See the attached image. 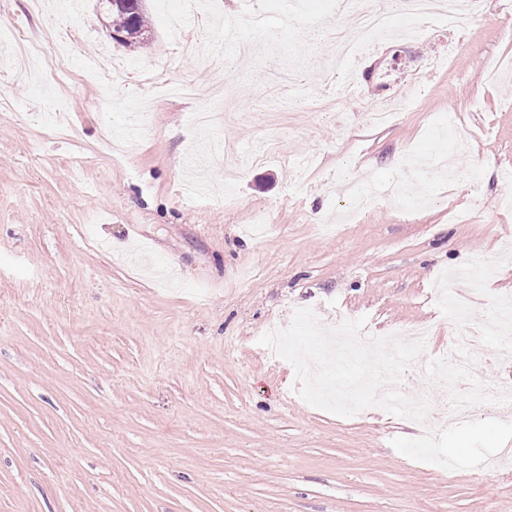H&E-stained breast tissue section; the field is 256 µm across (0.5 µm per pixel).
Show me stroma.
Instances as JSON below:
<instances>
[{"mask_svg": "<svg viewBox=\"0 0 512 512\" xmlns=\"http://www.w3.org/2000/svg\"><path fill=\"white\" fill-rule=\"evenodd\" d=\"M502 0L338 65L336 0H147L152 37L115 42L94 0H0V512H512V412L430 391L461 326L480 379L512 386V15ZM264 12L268 29L244 23ZM20 25L56 60L19 58ZM249 44L244 56L226 44ZM434 70L422 87L411 73ZM358 90L333 104L324 75ZM368 178L348 224L340 187ZM205 181L186 201L180 181ZM494 267L457 280L474 256ZM324 325L427 324L419 370L438 437L372 407L290 392L259 339Z\"/></svg>", "mask_w": 512, "mask_h": 512, "instance_id": "35a3bbf8", "label": "stroma"}]
</instances>
